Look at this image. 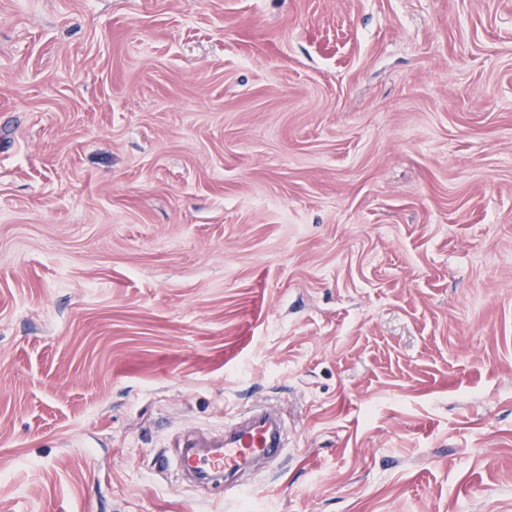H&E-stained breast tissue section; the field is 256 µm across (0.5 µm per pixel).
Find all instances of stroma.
Segmentation results:
<instances>
[{
  "label": "stroma",
  "instance_id": "1",
  "mask_svg": "<svg viewBox=\"0 0 512 512\" xmlns=\"http://www.w3.org/2000/svg\"><path fill=\"white\" fill-rule=\"evenodd\" d=\"M0 512H512V0H0ZM280 445V428L277 417L269 412L250 416L243 423L236 424L224 432V442L214 445L215 452L202 456L194 448H184L183 465L192 463L199 477L206 479L214 471L224 474V496L238 497L244 484L239 481L241 468L253 460L273 455Z\"/></svg>",
  "mask_w": 512,
  "mask_h": 512
}]
</instances>
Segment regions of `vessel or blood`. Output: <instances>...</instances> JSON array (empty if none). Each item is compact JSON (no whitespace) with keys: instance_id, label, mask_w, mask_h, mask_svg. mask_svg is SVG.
Instances as JSON below:
<instances>
[{"instance_id":"1","label":"vessel or blood","mask_w":512,"mask_h":512,"mask_svg":"<svg viewBox=\"0 0 512 512\" xmlns=\"http://www.w3.org/2000/svg\"><path fill=\"white\" fill-rule=\"evenodd\" d=\"M280 445V428L276 416L269 412L250 416L224 432V440L214 453L203 455L185 449L183 458L190 461L200 478L218 472L224 476L226 497H238L243 489L240 471L252 461L273 455Z\"/></svg>"}]
</instances>
